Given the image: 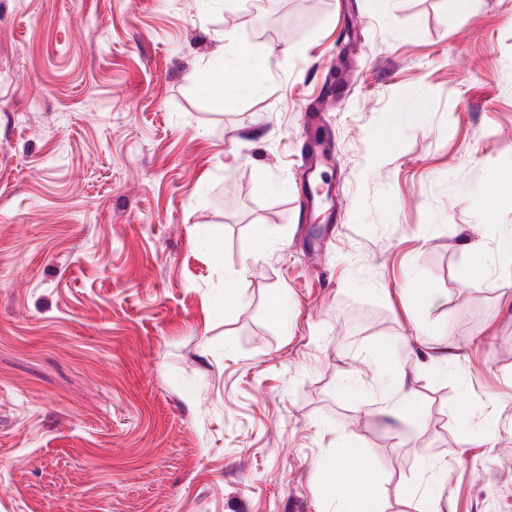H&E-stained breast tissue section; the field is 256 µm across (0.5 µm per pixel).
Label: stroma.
Here are the masks:
<instances>
[{
	"label": "stroma",
	"mask_w": 512,
	"mask_h": 512,
	"mask_svg": "<svg viewBox=\"0 0 512 512\" xmlns=\"http://www.w3.org/2000/svg\"><path fill=\"white\" fill-rule=\"evenodd\" d=\"M511 253L512 0H0V512H512Z\"/></svg>",
	"instance_id": "35a3bbf8"
}]
</instances>
